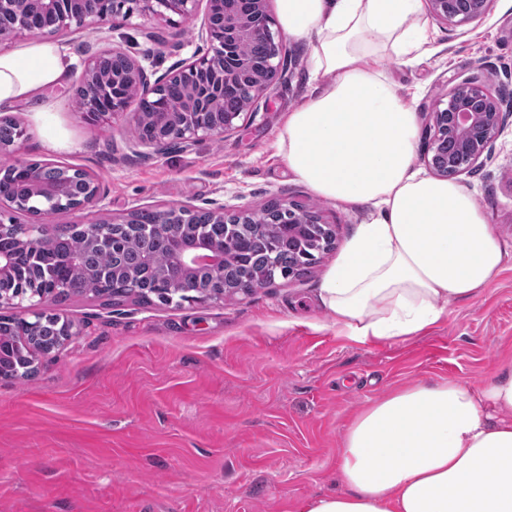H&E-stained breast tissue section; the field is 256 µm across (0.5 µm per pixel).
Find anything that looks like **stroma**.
<instances>
[{"label":"stroma","instance_id":"35a3bbf8","mask_svg":"<svg viewBox=\"0 0 512 512\" xmlns=\"http://www.w3.org/2000/svg\"><path fill=\"white\" fill-rule=\"evenodd\" d=\"M429 28V56L381 64L412 100L420 130L450 79L480 77L512 100V0H492L482 22ZM189 38L179 16L139 14L60 36L72 58L52 93L68 136L60 149L45 146L26 108H0L27 127L22 157L85 170L106 193L102 206L53 223L212 200L229 210L293 201L335 225L336 245L301 275L221 302L82 295L50 304L48 314L78 334L31 377L0 378V512H297L341 490L343 432L364 406L421 382L479 387L512 361V116L491 159L456 178L503 243L502 270L424 331L363 343L336 326L316 292L368 212L313 195L275 148L286 113L315 85L308 44L286 41L288 68L271 103L222 140L145 159L129 147V122L94 126L77 112L85 44L121 45L161 74L192 55Z\"/></svg>","mask_w":512,"mask_h":512}]
</instances>
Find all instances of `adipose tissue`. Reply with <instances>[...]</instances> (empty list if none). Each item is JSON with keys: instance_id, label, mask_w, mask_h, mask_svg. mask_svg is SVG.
Here are the masks:
<instances>
[{"instance_id": "1", "label": "adipose tissue", "mask_w": 512, "mask_h": 512, "mask_svg": "<svg viewBox=\"0 0 512 512\" xmlns=\"http://www.w3.org/2000/svg\"><path fill=\"white\" fill-rule=\"evenodd\" d=\"M422 0H276L290 40L311 44L327 83L289 111L277 150L294 178L347 208L371 206L324 276L318 298L360 342L395 341L435 325L488 287L505 250L472 193L414 165L417 114L377 66L428 52ZM70 61L55 41L0 49V107L28 106L62 147L58 105ZM344 491L300 512H512V362L476 388L418 383L363 410L340 450Z\"/></svg>"}]
</instances>
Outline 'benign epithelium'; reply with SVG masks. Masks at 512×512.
<instances>
[{
	"label": "benign epithelium",
	"mask_w": 512,
	"mask_h": 512,
	"mask_svg": "<svg viewBox=\"0 0 512 512\" xmlns=\"http://www.w3.org/2000/svg\"><path fill=\"white\" fill-rule=\"evenodd\" d=\"M205 4L204 11L199 5ZM491 0H428L431 15L453 26H462L482 20ZM164 18L172 12L200 25L192 28L193 38L204 44L192 56L176 63L158 76L131 56L122 46L106 48L87 47L82 70L77 81L75 98L81 104L80 112L93 123L112 125L128 113L132 101L144 99L154 104L156 112L147 116L134 113V125L153 122L151 133L137 135L130 141L136 149L143 148V156L163 154L173 147H187L200 138L223 139L238 128L242 112H218L215 99L224 97L236 87L247 85L249 106L268 105L287 66L283 53V37L271 29L272 19L267 0H0V26L12 35L24 32L39 36H61L74 31L95 28L116 17L124 18L134 12ZM50 18L46 25L31 22L33 15ZM244 41H257L268 47L266 55L257 60H246L239 52ZM178 88L180 97L171 100L172 88ZM433 133L424 153L438 175H454L469 169L489 152L502 129L503 105L476 77L465 79L448 88V94L436 101L431 112ZM28 132L17 126L14 137L0 141V154H17ZM16 168L29 171L26 189L18 196L0 199V239L14 241L19 248L32 250L37 242L58 233L59 227L50 218L60 212L82 211L102 203L105 193L100 184L86 172L73 168L62 169L60 180H50L43 172L50 163L26 162L20 158L0 168V176ZM277 212H286L294 224H307L315 246L301 255L296 264L282 268L275 255L268 257L264 283L276 277L297 276L315 265L322 254L329 251L336 239L333 225L322 220L319 212L303 209L290 202L269 204ZM12 212L24 213L28 222L21 224L6 218ZM262 211L248 207L234 214L224 211V205L209 201L205 206L172 205L158 211L156 229L173 237L194 216H205L208 224H264ZM138 212L133 211L121 222L100 221L75 225L90 244L98 249L119 251L120 234L135 226ZM234 263L224 253V243L214 241L205 250H184L177 255L178 268L193 270L207 266L213 280L205 285L196 299L224 300V296L252 290L249 279L237 284L224 277V269ZM68 289L62 281L50 282L44 278L22 283L14 289H0V310L23 303L35 319L44 316L43 306L55 300Z\"/></svg>",
	"instance_id": "benign-epithelium-1"
}]
</instances>
